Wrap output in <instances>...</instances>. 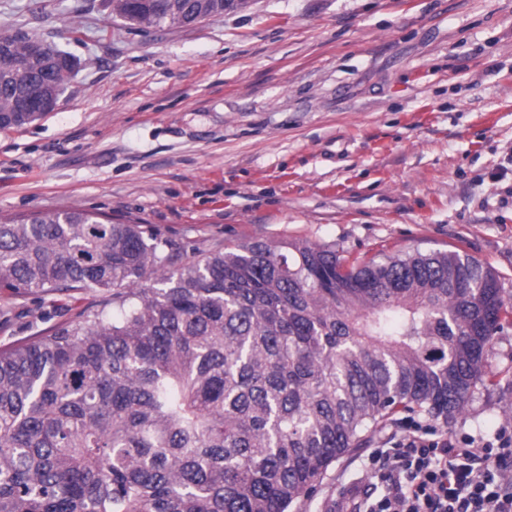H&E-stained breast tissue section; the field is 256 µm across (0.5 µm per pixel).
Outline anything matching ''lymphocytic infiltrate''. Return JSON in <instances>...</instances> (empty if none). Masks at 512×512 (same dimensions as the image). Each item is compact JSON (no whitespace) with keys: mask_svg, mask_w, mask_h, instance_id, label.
<instances>
[{"mask_svg":"<svg viewBox=\"0 0 512 512\" xmlns=\"http://www.w3.org/2000/svg\"><path fill=\"white\" fill-rule=\"evenodd\" d=\"M401 429L390 447L368 456L380 491L362 512H512V426L489 439L417 419Z\"/></svg>","mask_w":512,"mask_h":512,"instance_id":"obj_1","label":"lymphocytic infiltrate"}]
</instances>
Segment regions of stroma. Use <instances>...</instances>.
Instances as JSON below:
<instances>
[{"label": "stroma", "mask_w": 512, "mask_h": 512, "mask_svg": "<svg viewBox=\"0 0 512 512\" xmlns=\"http://www.w3.org/2000/svg\"><path fill=\"white\" fill-rule=\"evenodd\" d=\"M78 65L54 111L0 131V217L82 208L199 248L255 237L383 259L458 251L512 292V0H245L144 32L104 0H0V32ZM0 296V349L100 304ZM451 434L512 421V327ZM368 449L296 512L375 492Z\"/></svg>", "instance_id": "stroma-1"}]
</instances>
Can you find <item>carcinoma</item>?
<instances>
[{"mask_svg": "<svg viewBox=\"0 0 512 512\" xmlns=\"http://www.w3.org/2000/svg\"><path fill=\"white\" fill-rule=\"evenodd\" d=\"M141 29L240 0H107ZM0 34V130L28 125L78 62ZM101 304L0 351V512H292L404 416L448 423L512 327L499 275L458 251L348 262L253 238L201 250L83 209L0 220V293Z\"/></svg>", "mask_w": 512, "mask_h": 512, "instance_id": "obj_1", "label": "carcinoma"}]
</instances>
